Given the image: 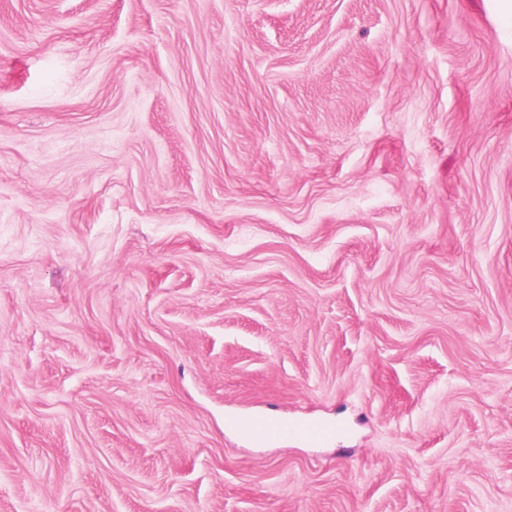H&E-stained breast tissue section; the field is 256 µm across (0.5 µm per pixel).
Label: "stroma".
<instances>
[{
	"mask_svg": "<svg viewBox=\"0 0 512 512\" xmlns=\"http://www.w3.org/2000/svg\"><path fill=\"white\" fill-rule=\"evenodd\" d=\"M0 512H512V0H0ZM235 428L256 442L268 441L281 434H289L307 442H319L332 433L329 427L319 421L299 420L284 426L261 414L237 420Z\"/></svg>",
	"mask_w": 512,
	"mask_h": 512,
	"instance_id": "1",
	"label": "stroma"
}]
</instances>
